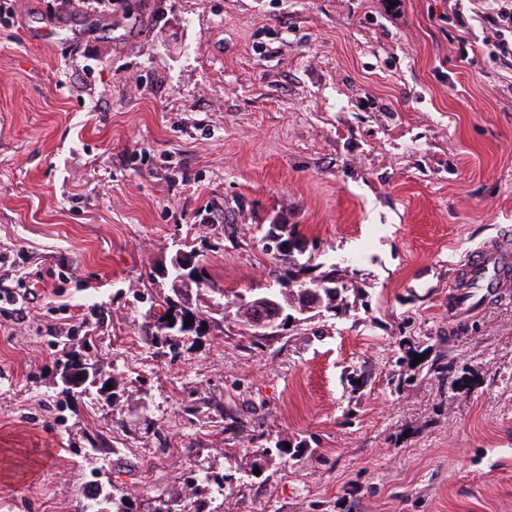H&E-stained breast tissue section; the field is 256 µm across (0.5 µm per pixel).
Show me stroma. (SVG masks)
Here are the masks:
<instances>
[{
	"label": "stroma",
	"mask_w": 512,
	"mask_h": 512,
	"mask_svg": "<svg viewBox=\"0 0 512 512\" xmlns=\"http://www.w3.org/2000/svg\"><path fill=\"white\" fill-rule=\"evenodd\" d=\"M480 0H0V512H512V66ZM335 309L151 342L160 270L274 287L270 233ZM112 366L72 394L63 363ZM224 474V486L205 482ZM201 479L186 495V475ZM509 277V267L503 263L500 253L493 245L475 252L465 266V283L481 288L485 295L498 294L503 281Z\"/></svg>",
	"instance_id": "1"
}]
</instances>
